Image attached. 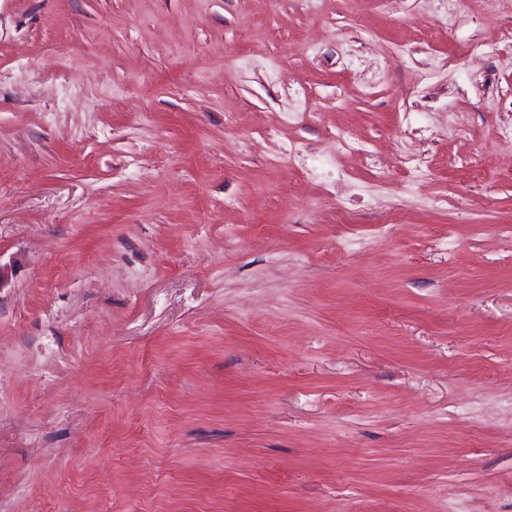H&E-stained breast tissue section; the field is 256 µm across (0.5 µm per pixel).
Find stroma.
Segmentation results:
<instances>
[{"mask_svg":"<svg viewBox=\"0 0 512 512\" xmlns=\"http://www.w3.org/2000/svg\"><path fill=\"white\" fill-rule=\"evenodd\" d=\"M507 25L0 0V512H512Z\"/></svg>","mask_w":512,"mask_h":512,"instance_id":"35a3bbf8","label":"stroma"}]
</instances>
